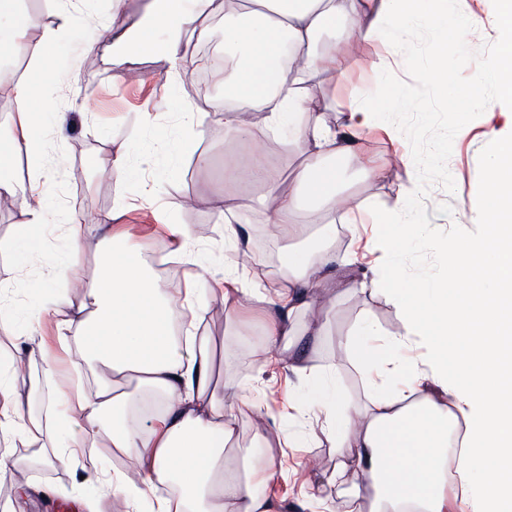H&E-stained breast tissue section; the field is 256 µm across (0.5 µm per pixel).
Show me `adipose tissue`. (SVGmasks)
<instances>
[{
  "instance_id": "1",
  "label": "adipose tissue",
  "mask_w": 512,
  "mask_h": 512,
  "mask_svg": "<svg viewBox=\"0 0 512 512\" xmlns=\"http://www.w3.org/2000/svg\"><path fill=\"white\" fill-rule=\"evenodd\" d=\"M14 2L0 0V12L12 14L6 36L16 52L32 55V76L12 82L16 98L27 104L40 96L39 77L54 71L55 48L71 9L61 4V25L45 30L42 48L33 52L25 33L34 20L13 12ZM214 5L215 0H151L139 26L112 29V51L143 47L180 67L188 42L202 33ZM471 22L468 0H224V45L240 54L224 66V87L235 95L224 111V126L238 137L251 136L240 115L260 112L267 131L287 132L297 145L305 161L288 189L266 179L260 153L251 154L245 167L266 182L259 205L278 236L293 241L303 235L297 220L303 200L323 204L318 251L289 250L275 293L249 285L244 266L233 263L225 266L220 288H189L175 301L146 272L145 258L128 244L129 233L108 227L98 243L96 286L80 301L55 302L68 311L59 328L79 343L72 368L94 360L105 375L92 389L54 387L43 419L31 420L17 398L16 373L0 367V442L17 440L40 450L60 436L70 455L113 449L134 462L137 473L116 467L99 471L95 481L127 512H277L257 485L281 475L285 443L267 424H258L253 441L265 466L256 469L249 450L239 445L233 407L211 385L212 358L195 345L197 324L215 301L228 311L244 300L262 304L272 319L271 361H287L295 374L309 377L301 360L285 358L280 339L327 335L321 306L333 303L339 290L383 289L381 280L361 275L355 259L336 252L335 227L358 236L366 210L343 204L337 167L324 157L356 161L367 182L380 180L388 167L357 156L355 137L380 121L371 97L351 105L342 125L328 123L318 89L340 71L342 59L319 51L317 38L334 29L347 51L363 41L381 42L386 54L374 68L382 73L390 57L401 55L410 28L426 29L435 48L420 75L445 88L453 83L445 53L448 29ZM496 24L502 34L498 52L464 94L473 106L489 84L498 87L500 100L512 103V0H499ZM501 118L487 157L484 203L473 217L483 235L440 241L447 275L413 292L394 289L401 270L392 267L385 291L400 312L399 330L365 318L348 342L366 370L371 396L364 404L332 406L326 433L335 462L328 481L343 486L350 503L369 501L370 512H454L459 498L470 512H503V501L512 500V111ZM7 145L8 153L0 154V199L23 206L30 216L19 253L26 267L42 251L47 208L35 202L34 190L46 168L27 122L9 130ZM21 151L30 159L25 182L14 177L8 158ZM369 336L379 337V344H366ZM416 336L426 337L428 357L398 358L396 349ZM452 363L468 374L467 382L449 372ZM396 375L407 376V384L387 390ZM131 379L162 397L149 415L139 416V398L124 391ZM161 486L175 487L176 498L157 495Z\"/></svg>"
}]
</instances>
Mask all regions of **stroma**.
I'll return each instance as SVG.
<instances>
[{
    "instance_id": "stroma-1",
    "label": "stroma",
    "mask_w": 512,
    "mask_h": 512,
    "mask_svg": "<svg viewBox=\"0 0 512 512\" xmlns=\"http://www.w3.org/2000/svg\"><path fill=\"white\" fill-rule=\"evenodd\" d=\"M476 19L466 42L479 51L498 38L495 24L496 0H468ZM149 0H123L113 9L112 0H81L84 16L60 42L55 73L44 81V96L27 112L14 110L16 101L9 83L19 76L29 60L16 55L10 43L0 44V130H8L19 119H26L38 136L46 156L66 158L60 172H48L39 190L50 212V220L42 230L43 255L40 262L20 268L11 252L0 253V284L11 292L7 306L16 314L9 324L0 325V357H12L21 345L22 333L34 329L43 334L46 353L26 355V370L18 378L16 391L27 416L39 417L45 394L52 383L67 384L72 379L67 368H60L55 382L43 377L44 355L65 359L50 316L53 300L69 287V269H76L85 287H92L93 272L100 260L95 248L98 233L96 220L117 213L118 221L130 225L149 271L167 280L169 271L180 274V285L209 278L222 272L232 253L224 246V221L215 212L213 200L218 194L228 196L237 205L258 198L264 192L261 184L244 174L225 179L224 171L233 167L240 155L251 154L261 147L269 167L281 179H288L303 156L284 138L266 135L262 121H254L253 139H234L224 127V114L213 95L223 92L224 79L216 77L210 89H202L198 70L183 63L179 73H172L170 63L146 51L123 54L96 50L95 30L109 20L118 28L138 24L146 14ZM375 42H364L359 52L349 53L345 71L326 81L319 89L329 110L328 121L355 103L362 95L374 92L378 80L371 64L382 54ZM140 79L132 83L129 72ZM203 113L204 121L196 153H178L176 143L181 136L179 115L185 108ZM155 115L154 125L140 121L141 113ZM64 125H57L56 116ZM498 118L483 113L470 122L464 137L454 139L447 168L455 182L454 191L441 184H431L425 197L427 215L433 227L446 230L457 225L473 229L472 218L481 204V186L486 176V159L492 146ZM129 148L131 167L151 180L153 200L142 198L140 183L109 178L100 183L102 169L110 167L116 148ZM206 163H199V156ZM344 189L356 200H374L380 207H393L407 188L416 186L414 163L400 161L389 166L384 177L369 184L358 176L351 164H343ZM198 199L196 210L188 211L177 202L178 196ZM245 231L255 258V274L273 272L288 256V243L275 239L260 212H252ZM82 224L87 237L83 245H74L69 226ZM190 226L205 244L203 251L190 259H170L173 248L168 227ZM369 315L383 327L394 330L400 324L395 307L385 294L354 293L341 297L329 312L330 340L309 346L305 357L308 367L326 375L339 400L364 399V373L352 354L336 346L362 315ZM236 322L240 331L233 343H225V328ZM266 314L259 305L244 304L236 319H228L224 308L209 307L199 336L206 348L225 354L228 362L217 365L216 383L229 382L246 388L250 402L235 405L243 446H251L254 424L264 420L277 428L289 442L283 462L287 477L278 478L264 492L280 506V512H300V495L296 470L307 462L319 461L324 473L331 470V443L323 428L325 413L313 402L311 385L299 382L287 363L269 362L265 336ZM16 472L37 488L36 494L22 500L10 479H0V507L12 504L15 512H82L84 497L96 495L98 486L92 480L93 468L111 469L115 462L111 449L88 448L78 457L52 465L41 462L30 449L17 447L11 451Z\"/></svg>"
}]
</instances>
